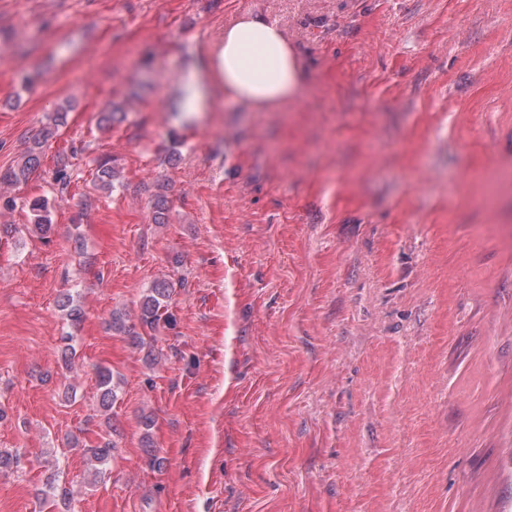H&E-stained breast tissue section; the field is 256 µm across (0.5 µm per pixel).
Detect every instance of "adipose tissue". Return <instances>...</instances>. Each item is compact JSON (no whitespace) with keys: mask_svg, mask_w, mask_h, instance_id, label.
Here are the masks:
<instances>
[{"mask_svg":"<svg viewBox=\"0 0 512 512\" xmlns=\"http://www.w3.org/2000/svg\"><path fill=\"white\" fill-rule=\"evenodd\" d=\"M299 60L278 24L246 13L202 46L187 69L176 101L181 112H202L226 96L255 111H270L296 97Z\"/></svg>","mask_w":512,"mask_h":512,"instance_id":"1","label":"adipose tissue"}]
</instances>
